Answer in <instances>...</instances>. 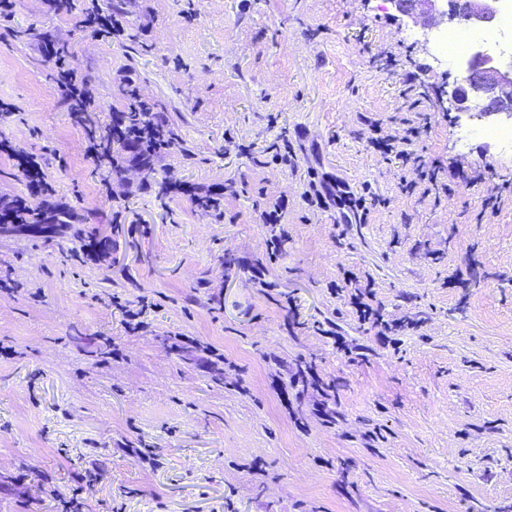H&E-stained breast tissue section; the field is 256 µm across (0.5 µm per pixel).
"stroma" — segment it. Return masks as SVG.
Instances as JSON below:
<instances>
[{
	"mask_svg": "<svg viewBox=\"0 0 512 512\" xmlns=\"http://www.w3.org/2000/svg\"><path fill=\"white\" fill-rule=\"evenodd\" d=\"M94 4L112 0H18L0 22V137L42 158L51 186L32 196L0 152V197L69 207L112 238L90 259L71 238L0 237V512H63L78 486L81 512H512V159L479 137L458 146L473 119L437 100L461 72L407 39L423 24L389 0H122L112 43L80 27ZM47 41L87 81L93 124L55 94ZM414 70L449 202L402 193L413 169L364 145L376 121L400 134ZM133 86L179 136L156 181L190 193H143L133 163L117 180L86 157ZM284 141L285 166L272 159ZM480 159L496 177L461 183L455 169ZM325 183L362 199L361 223L317 203ZM497 187V215L478 223ZM212 195L219 210L197 209ZM280 200L273 260L260 213ZM354 286L396 336L365 331ZM116 296L151 302L143 332L126 331ZM180 336L227 367L206 368ZM301 362L334 381L332 423L315 392L285 403L273 388Z\"/></svg>",
	"mask_w": 512,
	"mask_h": 512,
	"instance_id": "35a3bbf8",
	"label": "stroma"
}]
</instances>
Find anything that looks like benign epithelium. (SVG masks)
<instances>
[{
    "mask_svg": "<svg viewBox=\"0 0 512 512\" xmlns=\"http://www.w3.org/2000/svg\"><path fill=\"white\" fill-rule=\"evenodd\" d=\"M406 19L416 21L422 4L438 15V23L450 28L479 27L491 29L499 14L500 0H480L478 7L460 11L442 7V0H391ZM448 112H469L471 117L487 120L503 116L512 120V66L506 68L490 55L478 52L466 63L460 81L439 99Z\"/></svg>",
    "mask_w": 512,
    "mask_h": 512,
    "instance_id": "obj_1",
    "label": "benign epithelium"
}]
</instances>
